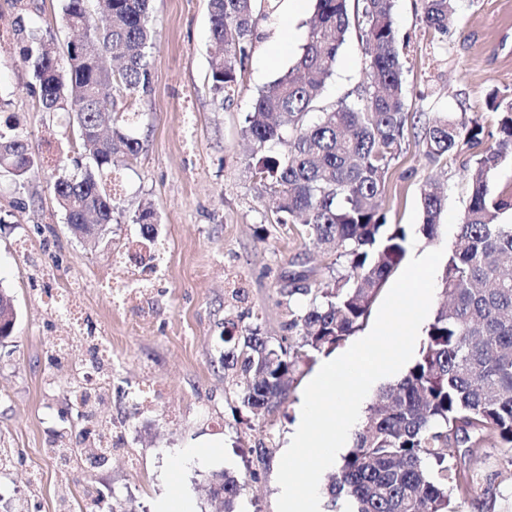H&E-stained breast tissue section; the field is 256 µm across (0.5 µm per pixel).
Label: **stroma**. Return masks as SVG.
Segmentation results:
<instances>
[{
  "instance_id": "1",
  "label": "stroma",
  "mask_w": 512,
  "mask_h": 512,
  "mask_svg": "<svg viewBox=\"0 0 512 512\" xmlns=\"http://www.w3.org/2000/svg\"><path fill=\"white\" fill-rule=\"evenodd\" d=\"M60 8V0L23 6L0 0V97L10 100V113L31 132L36 155L49 166L69 149V116L36 105L32 70L13 28L24 18L66 46L74 33L62 25ZM454 8L447 40L435 44L420 21L419 0L395 2V28L408 43L406 111L481 112L484 90L494 87L512 99V0H454ZM313 11V0H305L288 28L277 11L259 20L234 100L221 106L208 80V0H152L158 37L151 83L136 100L138 119L130 128L142 150L130 168L112 175L122 211L103 241L72 235L45 178L25 192L0 178V288L12 294L17 312L12 336L0 342V453L9 463L0 473V512H79L87 486L95 493L91 512H155L156 502L179 493L189 496L193 512H216L207 484L222 470L246 482L236 512H276L279 463L297 428L304 389L321 363L341 350L299 362L289 399L271 414L242 406L221 359L228 323L278 342L289 319L281 292L291 288L293 275L307 274L315 288L334 278L335 251L302 237L296 225L275 223L273 197L252 178L241 132L258 91L294 62ZM369 85L362 45L348 36L321 103L357 98ZM473 166L468 149L432 167L419 146L404 145L390 166L386 197L390 223L406 228L408 255L451 248ZM430 177L446 193L431 241L419 232L420 186ZM148 206L160 232L141 272L154 289L140 305H118L108 292L109 280L124 271L116 251L140 238L133 218ZM66 287L85 314L86 336L72 335L47 302V290ZM65 336L70 345L62 354L58 344ZM92 336L111 380L90 405L91 419L118 432L116 452L103 459L85 454L91 438L69 402L75 368L92 359ZM152 383L159 396L131 412L127 391ZM203 436L223 438L219 456L182 462L185 447ZM59 448L82 450L79 464L61 463ZM131 454L139 471L128 467ZM479 469L490 477L495 507L465 503L460 512H512V467L492 456Z\"/></svg>"
}]
</instances>
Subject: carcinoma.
Here are the masks:
<instances>
[{"instance_id":"cac0c4a2","label":"carcinoma","mask_w":512,"mask_h":512,"mask_svg":"<svg viewBox=\"0 0 512 512\" xmlns=\"http://www.w3.org/2000/svg\"><path fill=\"white\" fill-rule=\"evenodd\" d=\"M92 18L89 0H61V21L84 25L61 50L38 26L15 29L30 61L36 103L44 112L74 114L75 173L60 165L49 185L64 223L100 224L109 230L119 208L104 178L137 159L141 144L124 124L134 112L116 111L114 84L134 99L150 83L154 29L149 0H102ZM314 18L292 67L259 91L244 116L251 144L248 164L263 191L277 198L278 224L336 251L343 273L334 286L308 283L281 292L286 306L312 296L285 324L288 342L272 344L259 329L224 331L222 364L236 371L241 403L270 413L287 399L294 366L313 351L337 346L367 317L379 289L403 262L407 233L389 223L386 180L407 134L433 166L463 148L483 146V112L427 120L405 111L406 45L399 42L394 0H357L359 39L376 90L355 102L324 108L319 96L335 71L351 29L347 0H314ZM420 20L434 36L448 35L452 0H420ZM214 51L208 79L219 101L231 102L237 66L249 56L260 8L257 0H208ZM497 139L477 153L470 201L461 215L441 276L446 303L427 329L419 355L402 377L381 386L353 445L325 488L328 512H457L476 500L484 478L475 467L495 448L512 466V191L494 195L489 175L512 158V99L486 97ZM288 143L284 155L275 147ZM30 134L10 122L0 127V177L21 189L40 176ZM419 232L438 235L444 196L432 181L420 188ZM209 486L224 489L225 512H234L245 482L213 472Z\"/></svg>"}]
</instances>
